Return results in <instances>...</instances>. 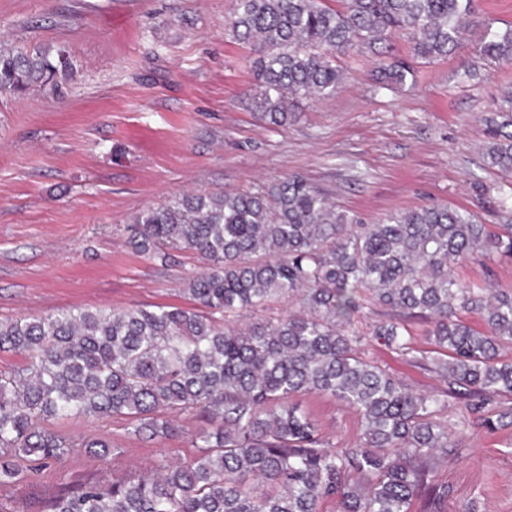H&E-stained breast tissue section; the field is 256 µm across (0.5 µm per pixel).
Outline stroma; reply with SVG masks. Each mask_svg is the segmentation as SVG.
Wrapping results in <instances>:
<instances>
[{
  "mask_svg": "<svg viewBox=\"0 0 512 512\" xmlns=\"http://www.w3.org/2000/svg\"><path fill=\"white\" fill-rule=\"evenodd\" d=\"M233 0H0V49L65 56L66 71L20 94H0V320L75 306L192 307L184 282L204 264L188 250L161 262L129 242L134 216L201 191L255 190L304 176L361 223L439 204L499 224L500 189L485 166L480 121L512 87V62L475 49L512 25V0H481L463 48L417 65L414 87L378 91L371 50L340 57L345 83L301 101L286 128L251 109L253 45L227 27ZM473 69L477 78L460 76ZM371 357L419 391L430 365L376 345ZM302 405L330 442L357 423L330 397ZM67 436H104L108 464L77 453L0 489V512H44L61 487L195 455L189 439H136L126 422L88 418ZM450 512H512V426L481 430L441 467Z\"/></svg>",
  "mask_w": 512,
  "mask_h": 512,
  "instance_id": "35a3bbf8",
  "label": "stroma"
}]
</instances>
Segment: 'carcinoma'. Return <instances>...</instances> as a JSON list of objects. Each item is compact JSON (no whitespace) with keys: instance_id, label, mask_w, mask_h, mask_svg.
Here are the masks:
<instances>
[{"instance_id":"cac0c4a2","label":"carcinoma","mask_w":512,"mask_h":512,"mask_svg":"<svg viewBox=\"0 0 512 512\" xmlns=\"http://www.w3.org/2000/svg\"><path fill=\"white\" fill-rule=\"evenodd\" d=\"M236 0L228 26L257 47L258 119L286 127L296 104L336 92V59L405 35L411 58L380 63V89L416 82L415 62L460 46L479 0ZM492 64L512 60V26L477 48ZM57 73L41 53H0V93L22 92ZM485 164L512 173V88L482 117ZM492 233L469 211L437 205L359 224L301 176L257 191L187 192L134 219L131 244L150 258L183 247L205 263L184 291L200 305L75 308L0 321V351L26 366L0 372V488L34 464L81 448L105 463L112 443L68 437L52 425L91 417L128 422L155 440L187 434L198 453L158 461L153 477L127 473L63 488L49 512H448L436 463L475 430L512 425V291L494 287L491 264L512 262V209ZM474 261L485 280L456 267ZM283 303L297 309L239 324L244 313ZM387 314L357 327L361 311ZM476 313L485 331L462 320ZM427 325L443 386L416 391L369 356L385 343L415 356L410 323ZM330 396L357 419L352 445H332L300 398ZM465 396L467 418L448 421V399ZM203 415L207 426L189 419Z\"/></svg>"}]
</instances>
